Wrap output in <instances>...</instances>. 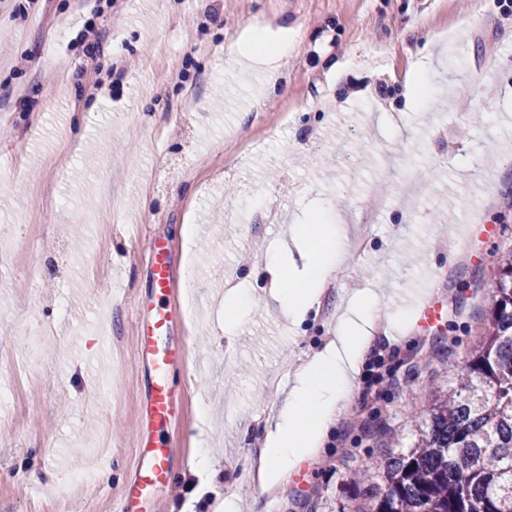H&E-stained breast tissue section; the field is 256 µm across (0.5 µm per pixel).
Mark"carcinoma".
Instances as JSON below:
<instances>
[{"label":"carcinoma","instance_id":"carcinoma-1","mask_svg":"<svg viewBox=\"0 0 512 512\" xmlns=\"http://www.w3.org/2000/svg\"><path fill=\"white\" fill-rule=\"evenodd\" d=\"M489 298L479 343L425 399L411 444L357 474L365 512H512V249Z\"/></svg>","mask_w":512,"mask_h":512}]
</instances>
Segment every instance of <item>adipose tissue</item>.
<instances>
[{"label":"adipose tissue","instance_id":"adipose-tissue-1","mask_svg":"<svg viewBox=\"0 0 512 512\" xmlns=\"http://www.w3.org/2000/svg\"><path fill=\"white\" fill-rule=\"evenodd\" d=\"M314 231L300 286L276 294L295 325L319 311L324 290L333 281L336 262L344 252L343 225L318 224ZM375 305V298H363L361 325H340L335 342L314 352L300 367L297 382L282 403L277 428L266 434L260 453L256 478L264 490L276 489L304 459L323 447L335 428L375 342Z\"/></svg>","mask_w":512,"mask_h":512}]
</instances>
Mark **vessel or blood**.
<instances>
[{
    "mask_svg": "<svg viewBox=\"0 0 512 512\" xmlns=\"http://www.w3.org/2000/svg\"><path fill=\"white\" fill-rule=\"evenodd\" d=\"M183 358V352L172 349L169 343L168 315H155L152 325L140 338L135 359L137 363L147 365L151 372V393L146 413L151 426L163 433L175 419L166 376L173 363ZM170 453L164 442L139 440L119 512H141L155 492L171 487Z\"/></svg>",
    "mask_w": 512,
    "mask_h": 512,
    "instance_id": "obj_1",
    "label": "vessel or blood"
}]
</instances>
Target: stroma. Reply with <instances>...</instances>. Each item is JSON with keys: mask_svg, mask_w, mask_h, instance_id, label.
<instances>
[{"mask_svg": "<svg viewBox=\"0 0 512 512\" xmlns=\"http://www.w3.org/2000/svg\"><path fill=\"white\" fill-rule=\"evenodd\" d=\"M257 26L288 36L274 87L233 59ZM511 28L500 0H0V251L56 261L47 286L0 275V512H118L152 433L134 353L165 300L153 241L185 351L169 375L173 485L155 512H208L194 497L201 453L214 502L237 512L257 497L266 512H357V472L409 445L421 401L477 344L512 248ZM317 219L364 236L366 252L344 257L318 315L294 325L262 266L280 251L278 283L297 287L306 260L288 228ZM442 242L469 250L451 263ZM238 289L252 304L228 336ZM430 289L440 317L418 332ZM366 294L380 306L377 376L358 374L322 450L262 492L265 430Z\"/></svg>", "mask_w": 512, "mask_h": 512, "instance_id": "1", "label": "stroma"}]
</instances>
